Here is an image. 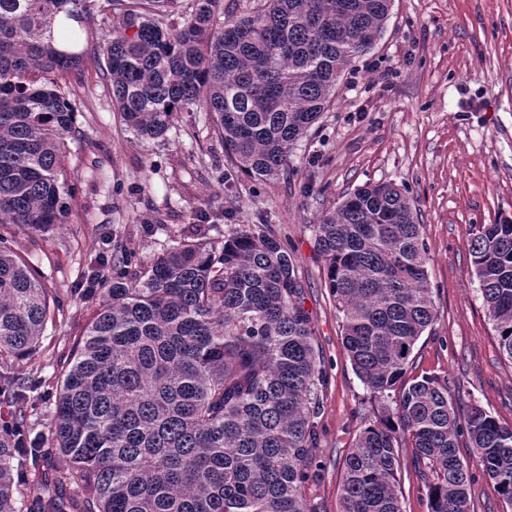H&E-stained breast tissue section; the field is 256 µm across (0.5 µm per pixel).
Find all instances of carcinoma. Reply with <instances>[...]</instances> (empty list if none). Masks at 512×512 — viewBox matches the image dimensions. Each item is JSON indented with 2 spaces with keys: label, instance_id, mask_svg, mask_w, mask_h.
Listing matches in <instances>:
<instances>
[{
  "label": "carcinoma",
  "instance_id": "obj_1",
  "mask_svg": "<svg viewBox=\"0 0 512 512\" xmlns=\"http://www.w3.org/2000/svg\"><path fill=\"white\" fill-rule=\"evenodd\" d=\"M87 2L0 0V357L32 356L56 315L9 238L69 214L76 112L61 80L84 62ZM162 2L129 0L104 39L115 109L137 138L156 140L199 105L232 169L270 181L290 172L340 78L374 48L392 0H260L227 17L222 0H191L179 26L158 18ZM421 228L393 183L356 188L312 225L353 369L383 398L398 391L345 457L339 512H402L403 438L431 476L429 512H469L472 462L512 506V426L449 398L437 377L397 387L435 319ZM470 249L512 361V219L479 225ZM132 258L112 254L48 437L20 445L21 415L0 433V512H320L302 489L325 374L292 252L264 223L222 240L199 225L143 271ZM464 435L470 463L456 452ZM27 456L42 470L20 486L14 461Z\"/></svg>",
  "mask_w": 512,
  "mask_h": 512
}]
</instances>
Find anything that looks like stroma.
<instances>
[{"mask_svg":"<svg viewBox=\"0 0 512 512\" xmlns=\"http://www.w3.org/2000/svg\"><path fill=\"white\" fill-rule=\"evenodd\" d=\"M112 19L109 10L88 14L87 58L68 79L76 131L67 139L66 224L12 239L62 314L38 353L9 360L6 373L25 399L16 406L0 396V420L20 410L24 440L47 434L67 356L100 305L116 247L143 264L194 225H210L220 238L228 224L265 222L287 238L306 283L304 306L327 375L303 494L320 512H339L344 459L382 404L343 347L310 226L356 187L391 182L419 214L436 308L406 377L446 380L449 398L512 425V363L499 353L469 251L479 225L512 217V0H393L375 47L352 63L294 148L288 176L267 182L229 175L224 143L198 106L179 112L165 138L134 136L104 72ZM399 454L402 512H428L429 473L409 441Z\"/></svg>","mask_w":512,"mask_h":512,"instance_id":"obj_1","label":"stroma"}]
</instances>
